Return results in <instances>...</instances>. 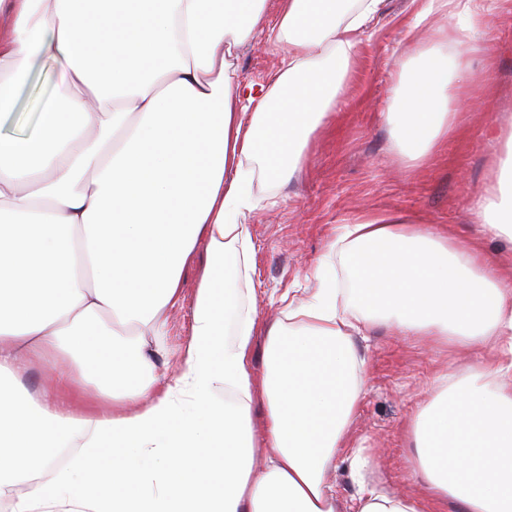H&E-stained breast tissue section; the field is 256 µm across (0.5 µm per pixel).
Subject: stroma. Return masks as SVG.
I'll return each mask as SVG.
<instances>
[{
  "mask_svg": "<svg viewBox=\"0 0 512 512\" xmlns=\"http://www.w3.org/2000/svg\"><path fill=\"white\" fill-rule=\"evenodd\" d=\"M425 0H386L384 12L361 35L356 64L328 125L311 139L307 167L288 185L264 183L261 205L246 224L255 247L253 303L260 318L281 316L283 295L309 299L316 268L337 228L363 215L397 212L416 224H445L459 243H469L474 228L467 210L490 182L497 161L512 140V0H476L477 11L491 24L487 55L462 53L474 74L469 95L457 98V127L423 163L414 165L392 148L391 131L380 119L392 99L401 67L411 55L407 35L447 25L436 14L425 22L417 15ZM284 51L264 37L238 49L243 82L268 81L281 67ZM60 67L37 65L21 87L17 106L0 134L32 132L38 112L51 105ZM182 301L165 313L162 336L148 328H130L148 344H160L159 373H172L192 333L196 270L182 275ZM364 361L363 394L351 436L330 480L343 512H355L360 487L423 495L409 479L413 450L412 419L432 392L434 379L450 371L473 373L476 358L451 360L422 336H405L386 327L354 335Z\"/></svg>",
  "mask_w": 512,
  "mask_h": 512,
  "instance_id": "obj_1",
  "label": "stroma"
}]
</instances>
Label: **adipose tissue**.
Segmentation results:
<instances>
[{
  "mask_svg": "<svg viewBox=\"0 0 512 512\" xmlns=\"http://www.w3.org/2000/svg\"><path fill=\"white\" fill-rule=\"evenodd\" d=\"M386 0H0V121L39 60L68 109L0 136V501L10 512H340L328 479L362 394L352 332L391 326L468 350L411 424L426 499L361 489L357 512H512V273L447 231L384 213L339 227L319 287L281 318L252 302L254 175L288 184L334 114ZM286 50L243 84L234 51L269 11ZM410 58L383 120L419 164L456 126L453 55L486 50L472 0ZM512 241V156L470 210ZM199 262L192 339L172 377L128 325L160 331ZM262 346L264 369L253 353ZM40 360L47 387L21 371ZM71 451L54 466L57 448Z\"/></svg>",
  "mask_w": 512,
  "mask_h": 512,
  "instance_id": "adipose-tissue-1",
  "label": "adipose tissue"
}]
</instances>
